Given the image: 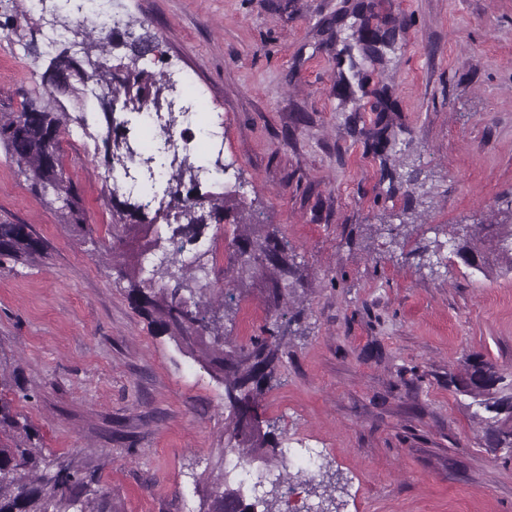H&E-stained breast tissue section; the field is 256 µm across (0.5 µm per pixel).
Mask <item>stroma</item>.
<instances>
[{
	"label": "stroma",
	"mask_w": 512,
	"mask_h": 512,
	"mask_svg": "<svg viewBox=\"0 0 512 512\" xmlns=\"http://www.w3.org/2000/svg\"><path fill=\"white\" fill-rule=\"evenodd\" d=\"M160 43L201 106L191 156L226 193L202 242L209 287L239 291L227 336L294 322L263 420L290 469L280 512H512V452L491 447L449 385L478 356L512 372V272L450 252L452 231L512 222V0H106ZM52 21L0 32V112L47 101V58L20 52ZM388 46L346 84L345 45ZM224 138L223 152L203 135ZM65 175L92 233L63 223L0 150V221L41 255L0 268V378L43 456L94 474L96 512H208L233 426L211 345L180 346L132 303L151 261L118 243L98 143L62 133ZM223 164L225 173L215 172ZM272 234L298 276L242 274L238 222ZM256 318L243 327L240 312Z\"/></svg>",
	"instance_id": "stroma-1"
}]
</instances>
